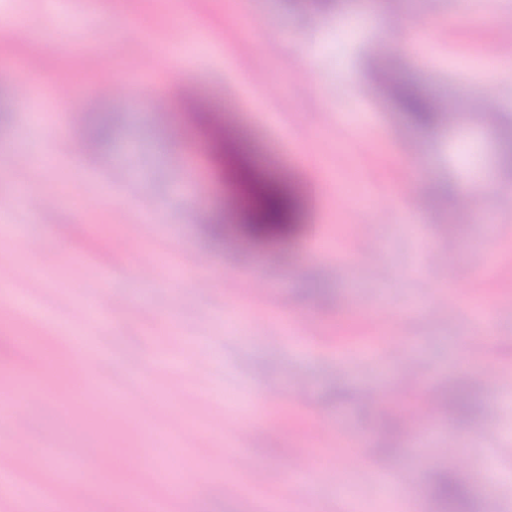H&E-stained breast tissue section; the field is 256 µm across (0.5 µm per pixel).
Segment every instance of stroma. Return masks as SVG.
Wrapping results in <instances>:
<instances>
[{"label":"stroma","instance_id":"obj_1","mask_svg":"<svg viewBox=\"0 0 512 512\" xmlns=\"http://www.w3.org/2000/svg\"><path fill=\"white\" fill-rule=\"evenodd\" d=\"M128 15L143 20L139 36L127 34ZM1 17L0 59L17 62L34 39L43 59L24 102L0 72V261L11 282L0 293V375H78L39 402L29 429L46 446L0 482V512L31 481L70 512H138L124 493L133 482L170 494L171 512L246 502L277 512L281 501L284 512H385L388 484L402 487V512H438L428 484L443 470L463 476L474 512H512V212L472 196L488 175L512 188V63L485 65L491 40L512 39V0L466 18L460 0H336L330 14L298 0H61L53 11L0 0ZM245 44L260 82L240 112L231 91L248 88L235 69ZM145 57L152 73L134 67ZM104 61L125 97L101 92ZM404 79L445 103L451 122L410 124L389 93ZM63 80L82 91L81 122L48 93ZM485 96L497 99L490 126L474 109ZM192 100L208 104L207 123L187 112ZM105 115L110 140L82 154ZM211 124L246 151L211 154ZM282 138L288 165L274 167ZM242 166L293 189L299 231L242 234ZM30 187L52 208L26 207ZM357 224L369 225L367 240L355 239ZM27 238L39 251L17 262ZM144 255L158 267L148 284L136 277ZM434 255L447 264L436 277ZM75 334L94 344V363ZM269 383L282 398L246 411ZM460 387L474 399L468 414L434 415L419 432L399 421L424 393ZM103 392L124 397L105 416L82 400ZM451 441L459 455L442 456ZM144 445L148 459L131 458ZM75 446L98 449V461L68 481ZM302 448L310 470L291 475ZM163 465L190 475L187 493L171 494Z\"/></svg>","mask_w":512,"mask_h":512}]
</instances>
